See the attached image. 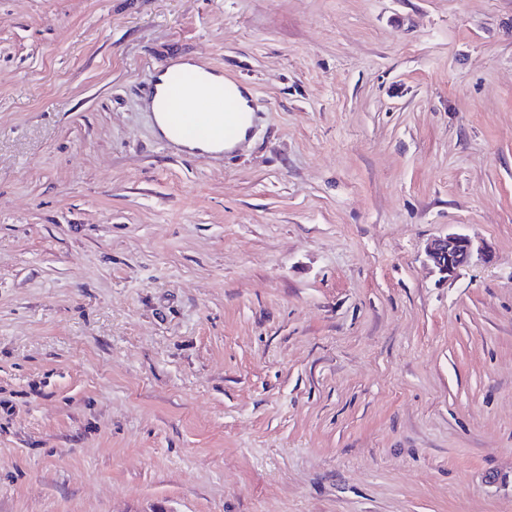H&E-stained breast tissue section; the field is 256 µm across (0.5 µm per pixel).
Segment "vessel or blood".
<instances>
[{"label":"vessel or blood","instance_id":"obj_1","mask_svg":"<svg viewBox=\"0 0 512 512\" xmlns=\"http://www.w3.org/2000/svg\"><path fill=\"white\" fill-rule=\"evenodd\" d=\"M161 72L165 76L162 86L150 88L148 94L160 100L177 133L218 144L234 137L240 115L223 86L207 82L199 71L177 70L165 64Z\"/></svg>","mask_w":512,"mask_h":512}]
</instances>
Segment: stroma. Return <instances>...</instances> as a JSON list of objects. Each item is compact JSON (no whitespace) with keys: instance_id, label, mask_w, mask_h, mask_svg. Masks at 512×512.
I'll return each mask as SVG.
<instances>
[{"instance_id":"obj_1","label":"stroma","mask_w":512,"mask_h":512,"mask_svg":"<svg viewBox=\"0 0 512 512\" xmlns=\"http://www.w3.org/2000/svg\"><path fill=\"white\" fill-rule=\"evenodd\" d=\"M0 512H512V0H0ZM160 71L165 75L164 83L158 89L152 86L148 94L150 99L158 97L162 112L169 117L171 126L177 133L186 138H203L218 144H223L235 136L240 114L230 103L229 94L241 110L247 111L249 106L245 95L234 82L224 79L228 94L224 85L207 82L202 71L177 70L168 64H163ZM185 99L193 100V108L190 112H179L178 107ZM165 116L155 115L154 120L162 134L169 138ZM215 117H220V121L216 122ZM252 119L253 116L249 113L247 122L241 126L233 140L224 144V149H233L249 136ZM426 257L443 278L456 274L457 270L472 260L489 262L492 251L484 245H475L473 240L461 233H450L437 238L426 247Z\"/></svg>"}]
</instances>
